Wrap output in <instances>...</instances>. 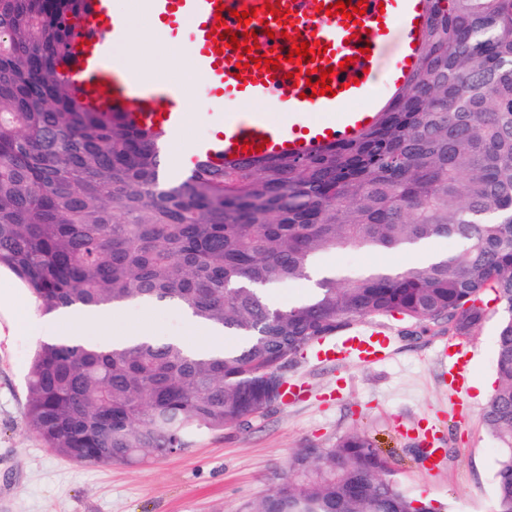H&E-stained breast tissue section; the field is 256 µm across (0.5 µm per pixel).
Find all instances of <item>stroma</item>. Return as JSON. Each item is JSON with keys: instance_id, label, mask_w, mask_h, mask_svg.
<instances>
[{"instance_id": "stroma-1", "label": "stroma", "mask_w": 512, "mask_h": 512, "mask_svg": "<svg viewBox=\"0 0 512 512\" xmlns=\"http://www.w3.org/2000/svg\"><path fill=\"white\" fill-rule=\"evenodd\" d=\"M192 96L202 108L181 143H164L167 173L180 177V154L204 138L216 117L206 112L204 83ZM403 249L355 247L324 255L345 273L374 267L400 270L411 263ZM36 305L11 272L0 273V512H243L267 494L288 468L295 449L324 448L352 430L368 433L389 461L391 477L406 492L447 504L450 512H493L496 440L482 424L484 394L495 385L493 357L501 315L488 305L482 325L452 338L390 321L393 354L363 366L307 359L289 374L299 395L244 424L197 437L193 448L139 466H99L63 459L45 448L26 422V386L40 337ZM119 322L162 338H184L176 305H126ZM457 341L470 364L468 392L455 403L448 366L439 350Z\"/></svg>"}]
</instances>
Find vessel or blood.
Segmentation results:
<instances>
[{
    "label": "vessel or blood",
    "mask_w": 512,
    "mask_h": 512,
    "mask_svg": "<svg viewBox=\"0 0 512 512\" xmlns=\"http://www.w3.org/2000/svg\"><path fill=\"white\" fill-rule=\"evenodd\" d=\"M336 0H139L141 9L157 18L178 35L189 28V49L195 70L209 90L208 108L219 113L217 132L198 141L186 166L198 161L213 165L233 163L252 157L265 159L288 154H307L327 144L352 136L369 125L378 106L373 88L380 74H387L393 87H400L413 74L414 59L427 19L423 0H367L358 20L342 15H326L324 8ZM256 9L251 21L242 24L235 16L242 8ZM287 15L279 24L274 11ZM225 19L226 30L236 34L253 32L258 46L252 57L283 56L281 69L267 73L265 68L249 67L238 71L236 50L216 53L210 33L216 19ZM127 35L122 18L112 11V0H90L77 27L73 42L72 74L76 90L85 100L111 106L113 111L130 113L137 124L162 130L174 137L184 127L182 86L170 84L152 88L142 83L137 69L125 59L113 56L114 43ZM301 36L308 42H320L323 54L315 60L287 62L290 39ZM336 68L331 81L332 95L311 96L307 72L314 67ZM296 80H289V73ZM254 104L251 112L223 116L225 102ZM284 113L275 123L267 110ZM256 144L245 154L244 143ZM392 352L391 334L383 326L366 324L353 335L337 339L317 353L318 361H342L354 357L361 364L375 365ZM452 388L466 389L469 372L466 357L448 355Z\"/></svg>",
    "instance_id": "b4317fda"
}]
</instances>
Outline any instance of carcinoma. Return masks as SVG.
Segmentation results:
<instances>
[{
	"mask_svg": "<svg viewBox=\"0 0 512 512\" xmlns=\"http://www.w3.org/2000/svg\"><path fill=\"white\" fill-rule=\"evenodd\" d=\"M417 71L374 123L304 156L165 177L161 133L84 101L67 67L82 0H0V266L45 312L176 304L239 337L201 352L148 333L34 350L27 424L54 454L132 465L267 408L266 381L360 323L401 317L468 335L502 311L494 510L512 512V0H427ZM447 238L429 264L317 282L325 253ZM246 512H444L404 492L363 431L297 449Z\"/></svg>",
	"mask_w": 512,
	"mask_h": 512,
	"instance_id": "1",
	"label": "carcinoma"
}]
</instances>
